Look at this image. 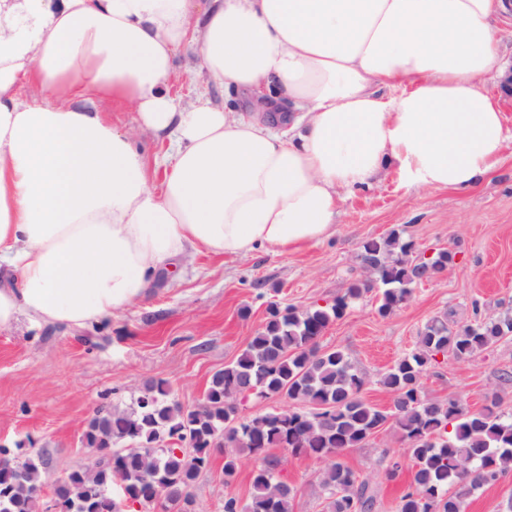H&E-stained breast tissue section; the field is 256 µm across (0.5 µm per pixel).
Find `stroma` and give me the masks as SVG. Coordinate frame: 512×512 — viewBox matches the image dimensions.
<instances>
[{"mask_svg":"<svg viewBox=\"0 0 512 512\" xmlns=\"http://www.w3.org/2000/svg\"><path fill=\"white\" fill-rule=\"evenodd\" d=\"M172 95L187 107L199 97L235 111L250 101L210 83L198 62L178 54L170 81ZM399 232L421 255L451 253L437 277L414 288L386 316L379 315L377 291L356 300L319 338L325 349L342 350L365 377L363 395L388 407L383 375L411 353L424 325L447 316L462 326L499 315L512 305V157L477 187L464 191L410 186L396 169L373 187L355 192L340 209L336 231L287 254L258 251L245 257L200 254L177 259L154 276L139 304L117 312L102 326L35 324L21 319L0 333V448L23 459L47 452L44 475L54 485L87 459L82 435L98 408H124L147 381L165 379L183 407L197 405L218 370L231 362L263 325L270 302L300 309L323 306L342 296L360 276L357 255L371 238ZM512 337L467 360L452 357L428 366L427 398H457L470 411L496 390L502 409L512 413ZM280 477L295 489L292 512H327L318 483L322 463L277 448ZM400 457L402 471L388 477V456ZM342 462L367 477L376 502L373 512H398L411 480L407 449L391 428L376 432L359 448L346 449ZM223 455H214L193 488L191 512H224V496L248 500L251 463L224 485Z\"/></svg>","mask_w":512,"mask_h":512,"instance_id":"1","label":"stroma"}]
</instances>
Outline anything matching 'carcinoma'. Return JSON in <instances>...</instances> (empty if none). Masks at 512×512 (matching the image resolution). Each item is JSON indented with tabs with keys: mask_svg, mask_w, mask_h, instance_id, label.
I'll return each mask as SVG.
<instances>
[{
	"mask_svg": "<svg viewBox=\"0 0 512 512\" xmlns=\"http://www.w3.org/2000/svg\"><path fill=\"white\" fill-rule=\"evenodd\" d=\"M414 250L413 242L394 232L369 239L358 254L367 277L354 280L332 304L307 309L269 304L262 327L234 361L212 375L196 406L185 409L172 402L168 382L154 379L129 409L97 410L83 444L110 449L112 458L69 473L55 489L60 512H116L110 504L116 480L126 501L146 504L160 494L161 512H183L200 475L193 459L209 462L217 453L224 454L227 487L243 456L252 460L249 500L243 504L229 493L224 512H291L293 489L279 479L271 448L325 462L319 490L329 512H372L369 480L339 457L386 426L405 443L413 462L398 512H466L471 495L512 469V414L499 410L494 390L475 412L457 398L431 400L422 378L440 352L466 360L512 336V308L489 321L456 328L446 314L432 318L415 349L382 378L392 395L387 412L363 397L365 379L343 351L319 345L327 327L364 292L382 290L378 312L386 315L407 300L416 284L432 280L448 265L446 252L422 261L412 257ZM247 395L276 396L294 407L244 416L239 397ZM173 436L185 451L166 447L147 454ZM45 465L39 453L19 463L0 460V512H38Z\"/></svg>",
	"mask_w": 512,
	"mask_h": 512,
	"instance_id": "obj_1",
	"label": "carcinoma"
}]
</instances>
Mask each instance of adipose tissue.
<instances>
[{
  "label": "adipose tissue",
  "instance_id": "ef3b65f1",
  "mask_svg": "<svg viewBox=\"0 0 512 512\" xmlns=\"http://www.w3.org/2000/svg\"><path fill=\"white\" fill-rule=\"evenodd\" d=\"M511 21L504 0H0V332L109 322L193 250L319 242L391 166L477 186L512 148L488 83ZM181 51L247 113L178 107ZM141 134L178 143L157 191ZM102 117L110 124L122 129H131L135 125V114L131 110L112 101L105 100L97 105Z\"/></svg>",
  "mask_w": 512,
  "mask_h": 512
}]
</instances>
